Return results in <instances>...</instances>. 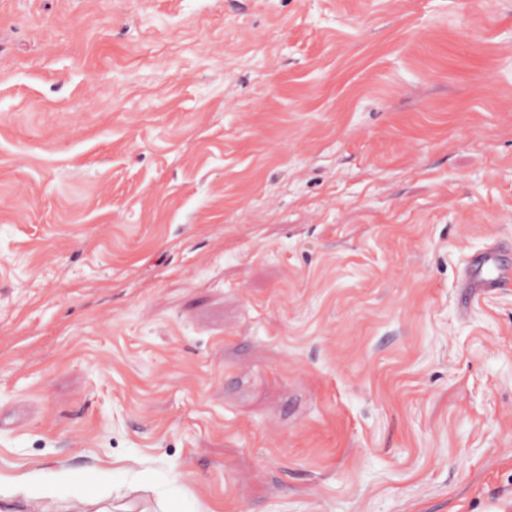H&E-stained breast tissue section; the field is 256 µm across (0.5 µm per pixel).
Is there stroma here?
<instances>
[{
	"label": "stroma",
	"instance_id": "stroma-1",
	"mask_svg": "<svg viewBox=\"0 0 512 512\" xmlns=\"http://www.w3.org/2000/svg\"><path fill=\"white\" fill-rule=\"evenodd\" d=\"M512 0H0L13 512H512ZM509 286H512V264L505 262L494 248H487L467 258L457 284L458 304L466 310L480 298Z\"/></svg>",
	"mask_w": 512,
	"mask_h": 512
}]
</instances>
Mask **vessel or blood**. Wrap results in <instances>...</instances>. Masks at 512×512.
Segmentation results:
<instances>
[{"instance_id": "vessel-or-blood-1", "label": "vessel or blood", "mask_w": 512, "mask_h": 512, "mask_svg": "<svg viewBox=\"0 0 512 512\" xmlns=\"http://www.w3.org/2000/svg\"><path fill=\"white\" fill-rule=\"evenodd\" d=\"M512 286V264L497 250L488 248L470 255L458 282V304L469 308L475 301L498 289Z\"/></svg>"}]
</instances>
